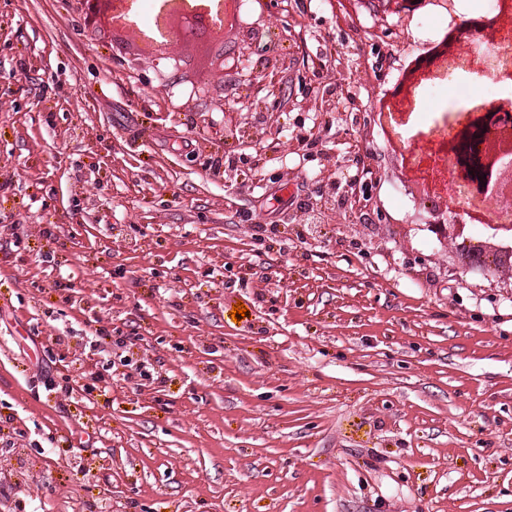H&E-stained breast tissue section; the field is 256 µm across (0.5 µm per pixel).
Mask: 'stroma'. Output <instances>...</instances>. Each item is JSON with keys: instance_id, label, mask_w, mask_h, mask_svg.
<instances>
[{"instance_id": "stroma-1", "label": "stroma", "mask_w": 512, "mask_h": 512, "mask_svg": "<svg viewBox=\"0 0 512 512\" xmlns=\"http://www.w3.org/2000/svg\"><path fill=\"white\" fill-rule=\"evenodd\" d=\"M224 12L159 71V0L120 51L0 0V468L32 477L0 512H512V274L413 219L451 183L431 113L484 81L448 54L378 110L440 19ZM152 42L147 49L140 53V60L142 63L149 64L154 68H158L161 62L172 59L173 55L170 53L171 45L173 43L160 42L151 38Z\"/></svg>"}]
</instances>
